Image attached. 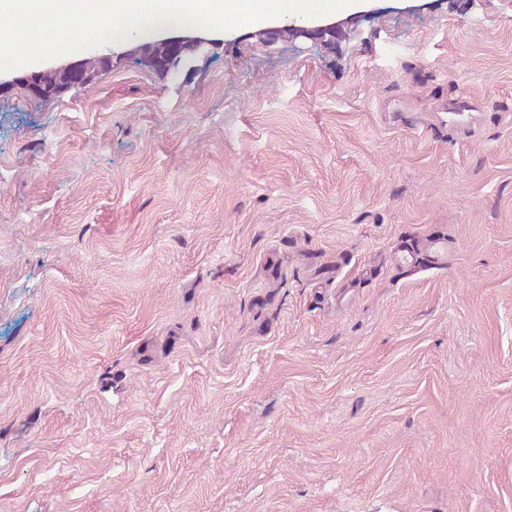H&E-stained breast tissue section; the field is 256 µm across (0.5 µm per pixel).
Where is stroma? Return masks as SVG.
<instances>
[{"mask_svg": "<svg viewBox=\"0 0 512 512\" xmlns=\"http://www.w3.org/2000/svg\"><path fill=\"white\" fill-rule=\"evenodd\" d=\"M367 8L0 71V512H512V0ZM158 42L161 44L144 42L135 45L136 62L138 65L161 76L167 75L171 70L180 68L182 51L189 50L194 54L201 51L205 45L214 43L206 38L188 34L168 36L159 39ZM173 47L180 49L181 52L179 53ZM90 52L92 53V57L79 60L77 62H71L62 64L59 67L51 70L50 72H53L50 75L45 76L42 78L39 82V92L43 94H49V93H57L61 85L68 84L70 78L69 77H59L58 74L61 75H74L72 77V81L80 80L82 79L81 76L75 75L77 73L83 74L84 77H88V74L84 70V66L82 65L83 62H86L90 59L96 58L101 60H91L86 63V69L89 71L95 72L97 69H103L108 64L103 61H111L112 57L110 54L103 53V49L101 47H96L90 49ZM57 73V74H55Z\"/></svg>", "mask_w": 512, "mask_h": 512, "instance_id": "1", "label": "stroma"}]
</instances>
